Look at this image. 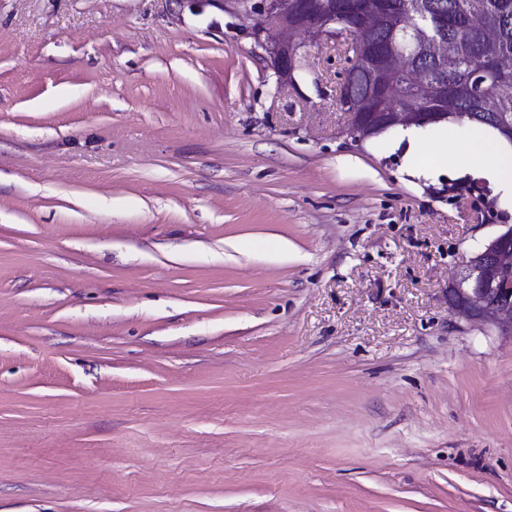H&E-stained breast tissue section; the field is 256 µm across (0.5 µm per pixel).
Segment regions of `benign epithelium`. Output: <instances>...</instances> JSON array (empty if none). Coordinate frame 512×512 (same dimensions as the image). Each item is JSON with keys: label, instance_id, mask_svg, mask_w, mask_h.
<instances>
[{"label": "benign epithelium", "instance_id": "obj_1", "mask_svg": "<svg viewBox=\"0 0 512 512\" xmlns=\"http://www.w3.org/2000/svg\"><path fill=\"white\" fill-rule=\"evenodd\" d=\"M224 12L242 21L252 20L250 35L265 52L279 87L297 83V59L302 44L294 39L308 33L324 41L350 36L349 66L341 74L336 98L349 116L347 134L361 143L381 128L409 127L452 116L461 123L472 118L459 102L445 94L452 75L451 62L459 55L457 43L448 40V15H438L441 31L419 39L411 27L404 36L420 41L413 60L404 51L380 40L365 45L361 31L377 28L373 0L358 10H336L326 0H215ZM401 11L433 10L431 0H401ZM483 67L512 72V57L498 52L499 31L480 30ZM448 303L467 322L492 326L512 336V226L488 240L469 260L465 270L448 288Z\"/></svg>", "mask_w": 512, "mask_h": 512}]
</instances>
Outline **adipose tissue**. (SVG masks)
<instances>
[{
  "mask_svg": "<svg viewBox=\"0 0 512 512\" xmlns=\"http://www.w3.org/2000/svg\"><path fill=\"white\" fill-rule=\"evenodd\" d=\"M406 135L416 141L412 157L429 156L439 165H474L503 189L512 190V161L505 159L503 143L492 130L478 125L460 129L441 124L425 140L415 128L408 129Z\"/></svg>",
  "mask_w": 512,
  "mask_h": 512,
  "instance_id": "adipose-tissue-1",
  "label": "adipose tissue"
}]
</instances>
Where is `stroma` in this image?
Returning <instances> with one entry per match:
<instances>
[{
  "instance_id": "stroma-1",
  "label": "stroma",
  "mask_w": 512,
  "mask_h": 512,
  "mask_svg": "<svg viewBox=\"0 0 512 512\" xmlns=\"http://www.w3.org/2000/svg\"><path fill=\"white\" fill-rule=\"evenodd\" d=\"M347 45L278 91L212 0H0V512H512L448 303L512 195L353 143Z\"/></svg>"
}]
</instances>
